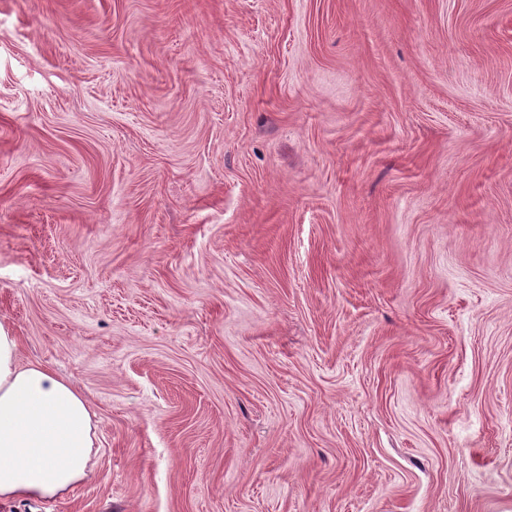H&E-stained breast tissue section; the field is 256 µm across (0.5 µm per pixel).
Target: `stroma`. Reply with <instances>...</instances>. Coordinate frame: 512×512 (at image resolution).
<instances>
[{"label":"stroma","instance_id":"1","mask_svg":"<svg viewBox=\"0 0 512 512\" xmlns=\"http://www.w3.org/2000/svg\"><path fill=\"white\" fill-rule=\"evenodd\" d=\"M0 320V512H512V0H0ZM88 400L38 362L0 321V501L54 500L89 476L98 448Z\"/></svg>","mask_w":512,"mask_h":512}]
</instances>
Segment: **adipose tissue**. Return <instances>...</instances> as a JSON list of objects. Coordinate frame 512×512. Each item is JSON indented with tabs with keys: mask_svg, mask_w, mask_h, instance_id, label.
I'll list each match as a JSON object with an SVG mask.
<instances>
[{
	"mask_svg": "<svg viewBox=\"0 0 512 512\" xmlns=\"http://www.w3.org/2000/svg\"><path fill=\"white\" fill-rule=\"evenodd\" d=\"M82 392L50 367L19 358L0 321V501L56 499L83 482L97 446Z\"/></svg>",
	"mask_w": 512,
	"mask_h": 512,
	"instance_id": "obj_1",
	"label": "adipose tissue"
}]
</instances>
